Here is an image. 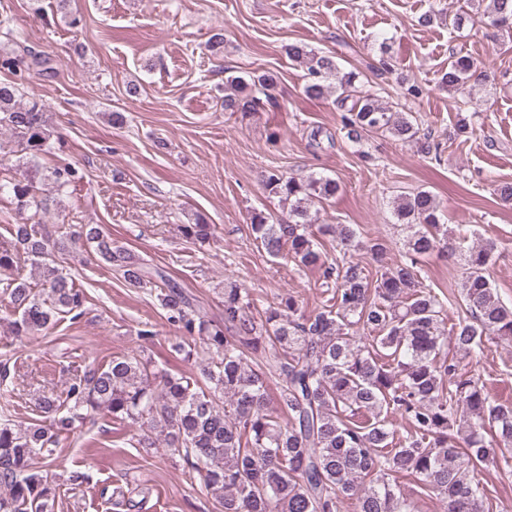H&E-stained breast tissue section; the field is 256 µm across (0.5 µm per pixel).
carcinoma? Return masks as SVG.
Listing matches in <instances>:
<instances>
[{
    "label": "carcinoma",
    "mask_w": 512,
    "mask_h": 512,
    "mask_svg": "<svg viewBox=\"0 0 512 512\" xmlns=\"http://www.w3.org/2000/svg\"><path fill=\"white\" fill-rule=\"evenodd\" d=\"M484 16L487 25L512 30V0H487ZM7 35L0 70L12 79L0 82V129L10 134L31 174L0 182V194L20 207L46 210L37 182L51 181L60 196L82 174L70 164L40 168L51 126L44 104L25 98L24 74L51 72V60L32 52L13 30ZM288 57L305 66L308 96L338 93L341 131L350 142L389 134L432 153L430 135L413 116L363 89L360 73L342 72L332 57L298 44L288 46ZM476 73L489 80L472 58L456 56L441 84L457 91ZM276 84L269 72L227 77L224 111L254 112L272 103ZM264 188L288 204V221L253 213L254 240L271 257L321 269L334 284L332 297L307 313L290 295L254 316L249 289L230 281L224 284V319L214 322L192 311L182 290L156 273L166 319L185 338L175 352L199 361V375H174L139 355L114 357L107 367L73 379L64 400L40 399L41 412L53 416L48 425L3 412L0 512H52L56 486L31 461L54 458L59 433L100 409L138 429L140 447L160 441L190 463L219 512H341L345 500L354 501L355 512H418L401 491L402 479L435 495L444 512H490L477 474L499 466V453L512 449V402L493 398L463 361L480 362L489 342H512V308L487 277L495 242L462 239L443 250L448 263L462 269L463 309L449 324L445 302L419 279L421 259L448 237L434 194L424 190L394 200L396 224L407 235L402 259L387 264L383 240L365 241L351 224L314 223L311 207L336 197V179L274 171ZM183 230L200 245L214 236L201 215ZM7 231L0 296L16 315L13 334L26 336L79 308L82 293L39 225L10 224ZM81 236L129 286L150 281L144 263L112 243L100 225H81ZM323 236L336 244L333 259L323 251ZM359 250L371 256L375 271L351 260ZM28 263L39 269L35 284L22 276ZM275 375L281 385L273 396L269 381ZM391 415L404 423V434Z\"/></svg>",
    "instance_id": "carcinoma-1"
}]
</instances>
